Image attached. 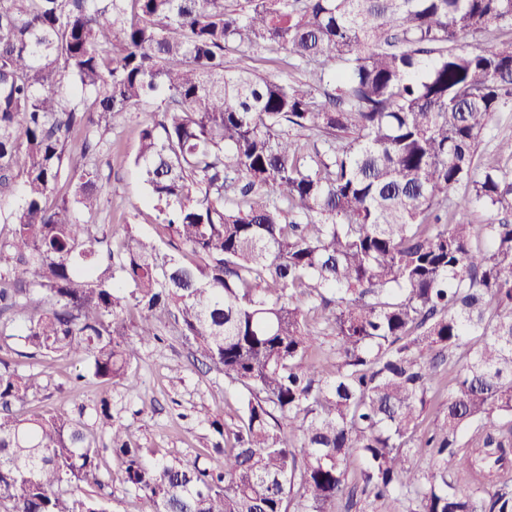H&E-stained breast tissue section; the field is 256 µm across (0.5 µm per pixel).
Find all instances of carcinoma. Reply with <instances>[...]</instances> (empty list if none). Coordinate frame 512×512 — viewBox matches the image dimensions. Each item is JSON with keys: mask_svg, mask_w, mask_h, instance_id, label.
I'll return each instance as SVG.
<instances>
[{"mask_svg": "<svg viewBox=\"0 0 512 512\" xmlns=\"http://www.w3.org/2000/svg\"><path fill=\"white\" fill-rule=\"evenodd\" d=\"M493 30L512 0H0V512H107L99 435L149 512H512V221H465L512 211V141L478 152L512 37L466 42ZM267 44L315 84L227 61ZM146 108L168 253L100 223L98 157ZM170 325L243 389L222 465L146 461L106 396L27 410L21 359L109 385Z\"/></svg>", "mask_w": 512, "mask_h": 512, "instance_id": "cac0c4a2", "label": "carcinoma"}]
</instances>
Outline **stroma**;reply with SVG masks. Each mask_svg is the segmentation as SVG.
I'll list each match as a JSON object with an SVG mask.
<instances>
[{
    "label": "stroma",
    "instance_id": "35a3bbf8",
    "mask_svg": "<svg viewBox=\"0 0 512 512\" xmlns=\"http://www.w3.org/2000/svg\"><path fill=\"white\" fill-rule=\"evenodd\" d=\"M286 54L275 44L246 49L232 56V67H247L276 77L286 71ZM290 71V70H287ZM300 83L313 81L305 68L290 71ZM151 110L129 112L120 117L112 132L114 145L100 160L104 174L109 175L112 193L107 204V222L115 230L136 224L138 232L164 245L160 226L137 224L135 214L142 207L147 190L134 158L139 150V130L151 122ZM35 370L41 371L46 391L35 400L36 408L51 411H72L77 405L92 404L101 396L112 400L115 420L125 424L133 439L156 456L182 461H200L219 466L224 456L211 446L209 423L220 420L234 427L240 404L239 388L228 384L222 372L194 366L189 345L175 332L166 331L162 343L141 350L131 361L126 379L102 386L87 378L81 387H74V375L85 370L84 360L59 357L51 361L35 359Z\"/></svg>",
    "mask_w": 512,
    "mask_h": 512
}]
</instances>
